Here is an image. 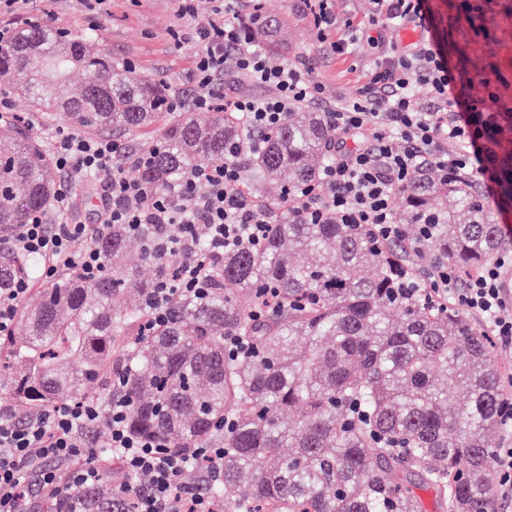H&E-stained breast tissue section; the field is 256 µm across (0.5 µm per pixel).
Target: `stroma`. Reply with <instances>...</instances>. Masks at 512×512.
Returning <instances> with one entry per match:
<instances>
[{
    "instance_id": "35a3bbf8",
    "label": "stroma",
    "mask_w": 512,
    "mask_h": 512,
    "mask_svg": "<svg viewBox=\"0 0 512 512\" xmlns=\"http://www.w3.org/2000/svg\"><path fill=\"white\" fill-rule=\"evenodd\" d=\"M431 5L452 64L479 80L473 95L488 107L511 102L512 0H431ZM191 6L192 15L183 16L176 0H97L89 8L78 0H30L27 16L88 39L91 53L132 65L136 75L163 83L174 97L188 95L187 73L198 51L185 34L194 19L211 16L214 2L192 0ZM263 13L282 29L278 60L308 59L309 77L322 84L327 103H345L364 84L377 57L367 38L339 54L320 40L303 0H264ZM485 78L490 87L482 86Z\"/></svg>"
}]
</instances>
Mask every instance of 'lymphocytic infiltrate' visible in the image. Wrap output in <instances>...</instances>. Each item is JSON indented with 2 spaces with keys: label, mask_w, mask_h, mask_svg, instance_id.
<instances>
[{
  "label": "lymphocytic infiltrate",
  "mask_w": 512,
  "mask_h": 512,
  "mask_svg": "<svg viewBox=\"0 0 512 512\" xmlns=\"http://www.w3.org/2000/svg\"><path fill=\"white\" fill-rule=\"evenodd\" d=\"M372 22L381 27L413 25L419 41L392 47L378 56L365 83L341 107L325 109L335 132L332 158L317 181L287 192L283 207L309 224L331 219L339 224H366L383 239L401 234L391 206L392 195L412 172L431 166L458 173L477 172L490 194L498 192V174L489 141L499 121L497 111H480L469 94L471 74L452 65L436 34L429 0H371ZM262 0H216L211 17L191 28L201 47L197 54L191 102L171 98V111L192 107L217 109L242 117L253 139L280 126L296 106L321 103V84L310 81L294 63L272 64L253 23ZM239 81L264 88L263 96L225 93ZM427 91L433 110L412 104L416 86ZM56 167L68 176H102V212L94 225L70 221L73 194L57 192L49 212H37L19 225L8 245L20 254L42 258L41 276L51 282L65 271L87 282L105 270L92 245L112 225H127L131 234L151 232L153 257L172 268L149 299L142 330L161 325L173 296L201 297L212 288V272L225 252L259 245L273 221L272 210L250 196L243 185V160L204 165L182 183L160 192L136 176L152 162L149 151L126 154L106 138H89L74 130L56 136ZM511 244L466 285L446 265L425 276H410L406 290L425 301H449L476 316L501 349L512 352ZM131 405L113 398L108 408L92 400L36 410L16 419L0 409V512H31L33 493L55 501L61 512H77L75 493L101 479L98 454L83 438L86 428L105 424L107 447L121 460L116 483L132 498L135 512H220V504L202 485L187 481L189 469L205 464L206 476L218 481L224 449L220 445L170 449L163 441L137 436L128 427Z\"/></svg>",
  "instance_id": "1"
}]
</instances>
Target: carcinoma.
Instances as JSON below:
<instances>
[{"instance_id":"obj_1","label":"carcinoma","mask_w":512,"mask_h":512,"mask_svg":"<svg viewBox=\"0 0 512 512\" xmlns=\"http://www.w3.org/2000/svg\"><path fill=\"white\" fill-rule=\"evenodd\" d=\"M87 81L58 96L76 70ZM0 73L45 119L66 111L87 133L146 130L164 122L150 168L162 191L213 158L251 145L230 112L167 118L166 88L125 65L90 55L82 39L39 23L0 47ZM334 133L321 112H291L249 154L244 186L275 204L317 180ZM500 204L512 208V115L494 142ZM57 189L43 144L19 129L0 137V236L48 206ZM429 231L394 240L366 224H304L286 214L257 247L224 254L204 298L174 296L167 321L142 335L151 280L125 261L128 232L114 224L94 241L106 259L87 283L69 273L37 289L0 341L3 395L21 413L86 398L87 383L122 377L129 427L171 448L224 447V479L208 487L224 512H423L429 487L448 512H492L495 440L512 394L501 384L493 340L459 308L404 298V271L420 258L464 281L505 246L494 213L470 179L436 168L397 191ZM37 258L0 251V290L40 272ZM269 309L264 317L256 311ZM250 352L224 354V337ZM231 423L224 429L220 423ZM83 512H132L128 500L80 493Z\"/></svg>"}]
</instances>
